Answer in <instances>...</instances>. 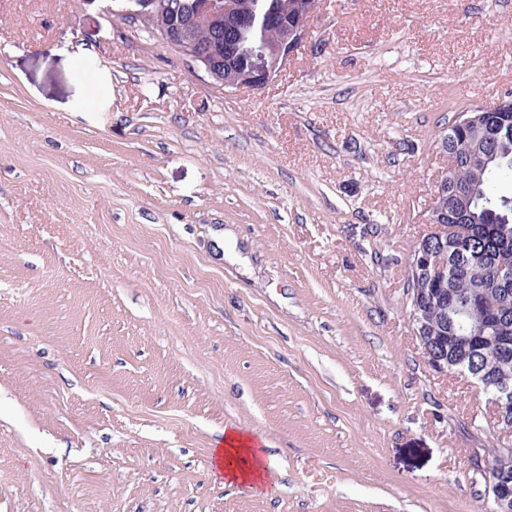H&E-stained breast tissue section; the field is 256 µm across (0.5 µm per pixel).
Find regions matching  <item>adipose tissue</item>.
<instances>
[{"label":"adipose tissue","instance_id":"adipose-tissue-1","mask_svg":"<svg viewBox=\"0 0 512 512\" xmlns=\"http://www.w3.org/2000/svg\"><path fill=\"white\" fill-rule=\"evenodd\" d=\"M217 470L226 482L257 490L268 477L269 460L261 455L253 437L240 430L225 432L223 445L215 452Z\"/></svg>","mask_w":512,"mask_h":512}]
</instances>
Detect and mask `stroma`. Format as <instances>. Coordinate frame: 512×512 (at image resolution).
I'll return each mask as SVG.
<instances>
[{"instance_id":"35a3bbf8","label":"stroma","mask_w":512,"mask_h":512,"mask_svg":"<svg viewBox=\"0 0 512 512\" xmlns=\"http://www.w3.org/2000/svg\"><path fill=\"white\" fill-rule=\"evenodd\" d=\"M124 9L0 0V512H488L491 396L404 263L512 0H325L233 93ZM234 427L265 492L212 471Z\"/></svg>"}]
</instances>
